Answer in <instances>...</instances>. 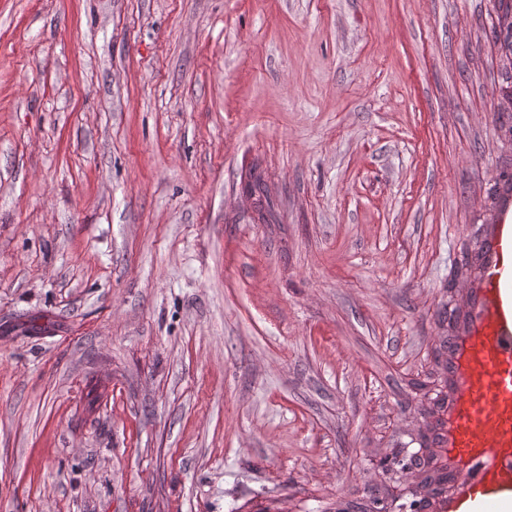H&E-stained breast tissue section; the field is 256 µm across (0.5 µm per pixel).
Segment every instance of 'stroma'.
Masks as SVG:
<instances>
[{
    "mask_svg": "<svg viewBox=\"0 0 512 512\" xmlns=\"http://www.w3.org/2000/svg\"><path fill=\"white\" fill-rule=\"evenodd\" d=\"M499 35L495 0H0V512L384 487L512 171Z\"/></svg>",
    "mask_w": 512,
    "mask_h": 512,
    "instance_id": "1",
    "label": "stroma"
}]
</instances>
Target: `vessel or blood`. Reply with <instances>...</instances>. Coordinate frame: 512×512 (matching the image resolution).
<instances>
[{"mask_svg": "<svg viewBox=\"0 0 512 512\" xmlns=\"http://www.w3.org/2000/svg\"><path fill=\"white\" fill-rule=\"evenodd\" d=\"M461 332L450 337L444 446L465 478L448 512L512 490V202L486 225Z\"/></svg>", "mask_w": 512, "mask_h": 512, "instance_id": "vessel-or-blood-1", "label": "vessel or blood"}]
</instances>
